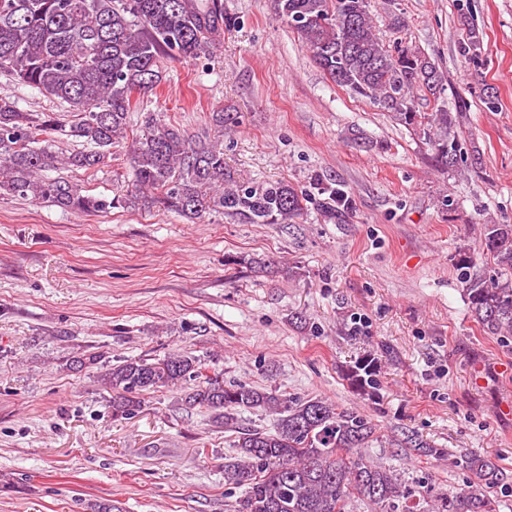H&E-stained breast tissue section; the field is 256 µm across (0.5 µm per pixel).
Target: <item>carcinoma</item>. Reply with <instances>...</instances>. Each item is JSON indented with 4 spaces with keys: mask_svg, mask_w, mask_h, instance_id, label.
Masks as SVG:
<instances>
[{
    "mask_svg": "<svg viewBox=\"0 0 512 512\" xmlns=\"http://www.w3.org/2000/svg\"><path fill=\"white\" fill-rule=\"evenodd\" d=\"M285 23L305 43L336 85L391 113L431 147L438 166L451 170L468 161L460 136L462 108L422 112L418 99H439L446 77L421 49L376 33L371 0H276ZM466 36L459 55L484 65L473 16L459 14ZM237 25L221 0H0V73L58 101L60 112H23L0 98V196L49 203L80 214L115 206L163 207L189 218L223 214L239 224H298L307 215L308 194L279 181L242 182L224 164V148L207 135L190 136L150 113L145 130L128 150L127 188L94 195L47 172L62 167L89 172L108 168L112 147L126 131L132 95L160 82L163 60L190 61L216 45ZM79 148L66 155L56 138ZM322 216L343 219L352 198L342 185L312 177ZM230 263L264 273L272 262L236 257ZM468 309L502 343L512 340V224H485L478 247L453 258ZM206 363L182 353L150 362L121 360L103 380L112 387V419H130L145 395L188 381L182 401L205 407L236 433L235 455L224 459V485L240 489L236 512H499L497 490L512 483L491 461L471 457L474 478L432 494L433 480L408 478L365 449L379 440L366 414L322 397L287 395L245 382L226 383L204 374ZM361 396L375 395L378 367L367 355L346 372ZM276 417L271 430L239 426L243 412ZM420 455L442 454L415 434L396 443Z\"/></svg>",
    "mask_w": 512,
    "mask_h": 512,
    "instance_id": "obj_1",
    "label": "carcinoma"
}]
</instances>
